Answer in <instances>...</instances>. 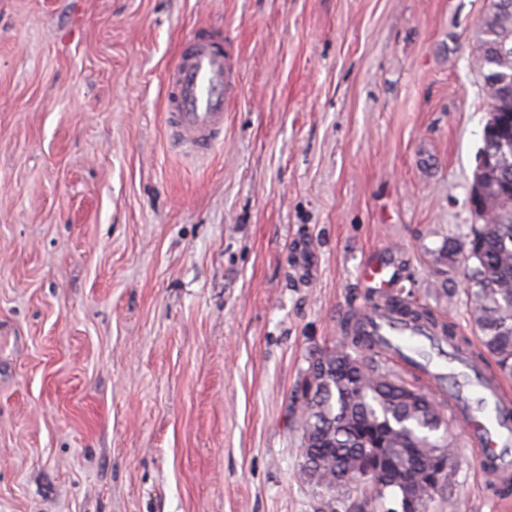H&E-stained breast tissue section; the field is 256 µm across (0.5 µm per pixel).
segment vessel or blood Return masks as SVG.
<instances>
[{"instance_id":"1","label":"vessel or blood","mask_w":512,"mask_h":512,"mask_svg":"<svg viewBox=\"0 0 512 512\" xmlns=\"http://www.w3.org/2000/svg\"><path fill=\"white\" fill-rule=\"evenodd\" d=\"M229 71L224 39L204 29L185 43L166 77V119L169 136L186 153L203 156L224 134V101ZM387 262L363 265L366 287L382 297L395 288ZM358 319L370 336H386L394 346L389 357L409 372L441 388L450 417L464 423V440L483 473L502 479L512 476V386L493 379L488 369H477L449 356L445 371L418 363L434 331L391 314L382 304L370 306Z\"/></svg>"}]
</instances>
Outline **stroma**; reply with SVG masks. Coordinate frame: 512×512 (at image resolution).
Wrapping results in <instances>:
<instances>
[{
    "mask_svg": "<svg viewBox=\"0 0 512 512\" xmlns=\"http://www.w3.org/2000/svg\"><path fill=\"white\" fill-rule=\"evenodd\" d=\"M489 0H0V512H315L294 394L376 297L472 336ZM224 138L169 140L199 29ZM430 512H501L468 448ZM393 267L390 262H376L368 265L365 261L361 267L360 274L367 288H372L375 295L383 297L397 288V284L393 280V274H389L388 269Z\"/></svg>",
    "mask_w": 512,
    "mask_h": 512,
    "instance_id": "obj_1",
    "label": "stroma"
}]
</instances>
